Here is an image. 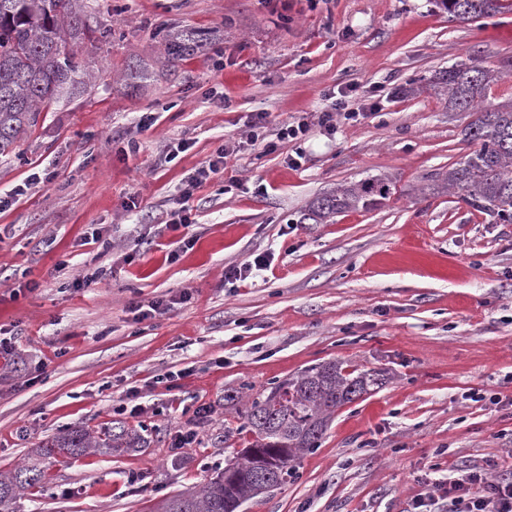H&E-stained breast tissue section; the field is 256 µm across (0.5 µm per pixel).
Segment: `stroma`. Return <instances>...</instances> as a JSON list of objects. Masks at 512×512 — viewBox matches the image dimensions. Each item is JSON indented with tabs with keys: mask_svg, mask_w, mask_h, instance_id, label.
<instances>
[{
	"mask_svg": "<svg viewBox=\"0 0 512 512\" xmlns=\"http://www.w3.org/2000/svg\"><path fill=\"white\" fill-rule=\"evenodd\" d=\"M73 5L94 29L71 45L85 84L0 158V192L27 186L0 211V334L18 352L0 358V471L74 426L121 420L147 444L47 463L19 512H159L241 448L225 390L249 401L331 359L388 381L340 408L296 474L244 512H408L449 472L512 475V224L438 188L473 149V115L449 111L435 85L475 54L504 72L489 100H512V12L460 21L434 0ZM185 32L204 46L170 65L167 41ZM370 85L377 113L335 135L316 126L267 155L245 139L252 113L273 127L312 119L325 91ZM222 147L223 171L183 199L182 181ZM380 175L396 185L381 208L298 223L315 197ZM184 210L190 227L165 226ZM260 255L270 267L225 282ZM93 271L96 283L73 288ZM158 300L165 314L134 321L132 303ZM134 387L144 412L132 418L121 407ZM188 429L198 442L173 449Z\"/></svg>",
	"mask_w": 512,
	"mask_h": 512,
	"instance_id": "35a3bbf8",
	"label": "stroma"
}]
</instances>
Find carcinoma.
<instances>
[{
    "label": "carcinoma",
    "mask_w": 512,
    "mask_h": 512,
    "mask_svg": "<svg viewBox=\"0 0 512 512\" xmlns=\"http://www.w3.org/2000/svg\"><path fill=\"white\" fill-rule=\"evenodd\" d=\"M448 16L470 21L512 11V0H436ZM91 31L87 15L72 9L71 0H56L46 10L37 0H0V156L11 155L17 142L36 127L41 106L83 84L81 66L67 50ZM200 41L179 34L166 45L171 63L196 54ZM501 71L483 65L476 55L455 63L440 81L448 93V108L472 112L464 139L477 145L442 178V188L455 190L471 209L492 224H512V103L485 104ZM393 194L391 181L369 178L352 186H338L314 198L299 219L303 224H330L350 210H372ZM385 383L384 374L359 369L339 360L312 365L277 383L239 412L249 446L263 453V465L236 451L225 460L239 479L228 493L220 471L200 492L184 491L168 498L162 512H241L243 505L280 486L303 454L318 447L336 410ZM145 437L122 423L90 432L83 427L61 430L34 449L28 462L0 473V512H18V500L36 486L46 461L143 448Z\"/></svg>",
    "instance_id": "1"
}]
</instances>
